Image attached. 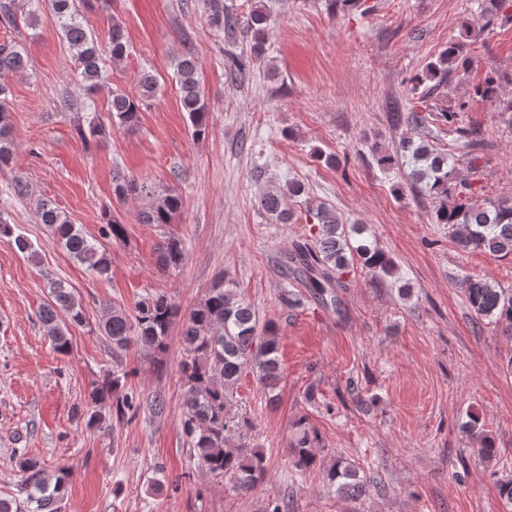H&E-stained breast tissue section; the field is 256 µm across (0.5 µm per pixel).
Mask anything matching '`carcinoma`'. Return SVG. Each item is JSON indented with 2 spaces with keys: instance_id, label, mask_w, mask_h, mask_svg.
Wrapping results in <instances>:
<instances>
[{
  "instance_id": "carcinoma-1",
  "label": "carcinoma",
  "mask_w": 512,
  "mask_h": 512,
  "mask_svg": "<svg viewBox=\"0 0 512 512\" xmlns=\"http://www.w3.org/2000/svg\"><path fill=\"white\" fill-rule=\"evenodd\" d=\"M211 20L224 28V37L234 42L237 34L251 35L250 54L227 56L226 66L235 78L244 81L250 73L252 58L265 53V36L270 15L263 3H258L244 19L228 11L223 0H209ZM52 7L65 36L77 50L82 66L83 89L92 94L101 82L100 47L93 35L77 21L74 0H52ZM462 45L451 43L437 61L428 66L432 78H447L459 56ZM109 51L115 62L128 54L123 28L112 24ZM26 66L24 55L10 44H0V71H20ZM181 92V106L197 137L205 135L208 108L197 77V63L184 56L177 65ZM139 97L112 93L109 112L112 124L118 128L130 127L138 120L143 101L157 94L158 85L145 74L140 82ZM400 156L410 166L409 179L417 191L435 202L431 216L434 224H445L448 232L464 249L484 251L496 257H512V201L479 202L473 199V187L466 182H455L454 162L445 153L429 145L406 137L399 144ZM14 158V140L10 108L5 88L0 86V165L6 166ZM114 193L124 198L132 193L151 199L149 210L143 213L146 224H168L172 214L182 205L177 194L157 195L145 182L132 176H115ZM284 193L270 188L259 196V206L268 215L280 221L287 220L283 206ZM309 211L316 220V234L311 242H298L287 257L289 273L304 280L313 294L323 296L329 288H343V281L353 268L354 261L375 276L389 275L391 259L365 240L352 242V236L362 231L358 224L347 225L324 203L311 205ZM42 223L51 229L65 249L97 275L109 271L104 253L91 243L72 224L66 213L47 203H38ZM186 257L184 242L167 237L160 247V264L164 270H176ZM459 288L479 318L505 320L512 325V291L509 292L484 279L464 275ZM55 306H46L40 318L60 352L70 346L67 324L58 320L56 308L64 309L70 320L80 324L84 312L60 279L48 281ZM180 315V309L165 294H150L135 304L132 312L120 307L104 308L101 329L112 343V359L119 361L123 352L135 343L156 354L165 352L171 325ZM183 350L179 365L184 387L181 416L183 432L198 466L215 478L227 479L237 491H248L264 482L268 462L257 448L247 444L230 445V436L253 428V423L238 416L234 410V391L242 375L253 371L258 381L271 388L279 370L278 336L271 324H260L252 305L237 296L220 278L209 288L204 298L185 316L182 332ZM129 372L119 364L112 377L97 385L90 395V406L84 412L87 424L98 425L110 416L122 422L134 411L133 395L123 391ZM311 438L304 431L291 448L294 467L305 472L317 461L310 448ZM15 466L23 473V498H0V512H62L67 493L69 472L62 467L54 477L46 476L40 462L26 454L13 456ZM329 487L343 497L357 499L365 494L364 476L355 462L338 458L325 470Z\"/></svg>"
}]
</instances>
